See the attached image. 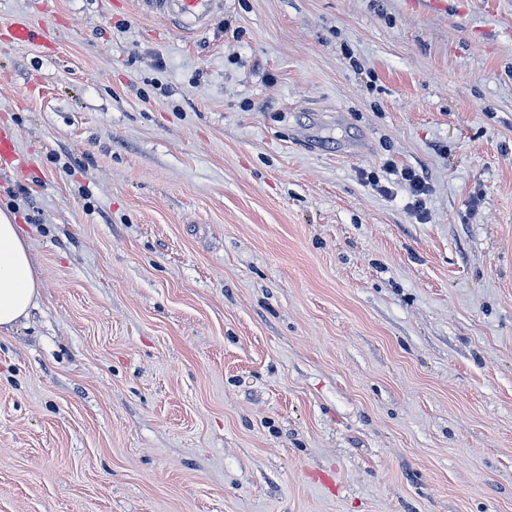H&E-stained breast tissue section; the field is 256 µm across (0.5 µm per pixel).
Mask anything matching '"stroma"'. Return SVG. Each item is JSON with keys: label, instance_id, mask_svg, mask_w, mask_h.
<instances>
[{"label": "stroma", "instance_id": "stroma-1", "mask_svg": "<svg viewBox=\"0 0 512 512\" xmlns=\"http://www.w3.org/2000/svg\"><path fill=\"white\" fill-rule=\"evenodd\" d=\"M19 19L0 512H512V0ZM16 217L0 209V334L15 330L38 306L42 284Z\"/></svg>", "mask_w": 512, "mask_h": 512}]
</instances>
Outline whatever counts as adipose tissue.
<instances>
[{
  "instance_id": "obj_1",
  "label": "adipose tissue",
  "mask_w": 512,
  "mask_h": 512,
  "mask_svg": "<svg viewBox=\"0 0 512 512\" xmlns=\"http://www.w3.org/2000/svg\"><path fill=\"white\" fill-rule=\"evenodd\" d=\"M41 289L21 225L14 215L0 210V334L28 319L39 303Z\"/></svg>"
}]
</instances>
